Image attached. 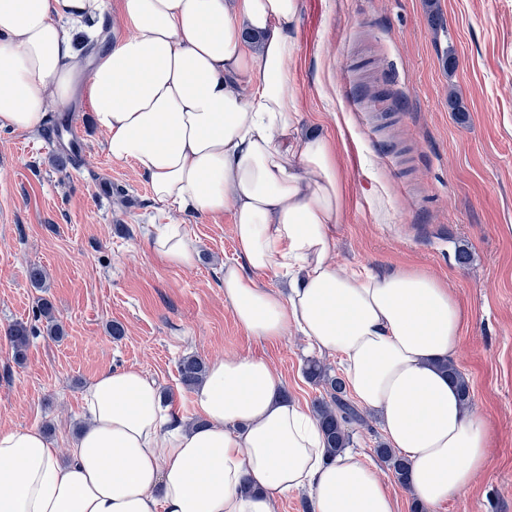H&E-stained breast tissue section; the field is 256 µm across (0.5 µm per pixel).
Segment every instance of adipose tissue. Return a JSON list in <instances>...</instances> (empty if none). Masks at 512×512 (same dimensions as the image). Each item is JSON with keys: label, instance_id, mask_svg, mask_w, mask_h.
<instances>
[{"label": "adipose tissue", "instance_id": "obj_1", "mask_svg": "<svg viewBox=\"0 0 512 512\" xmlns=\"http://www.w3.org/2000/svg\"><path fill=\"white\" fill-rule=\"evenodd\" d=\"M120 4L86 56L76 27L101 32L106 0H0V128L37 132L50 106L86 94L109 155L133 163L158 209L231 211L244 264L225 266L224 296L246 332L276 340L294 328L339 356L418 501L463 494L490 426L438 364L454 358L467 314L423 271L337 264L343 176L331 141L302 134L292 92L301 0ZM149 245L172 266L197 262L180 225H156ZM268 271L287 292L260 286ZM191 403L190 426L154 380L110 370L85 396L67 461L39 429L1 430L0 512H274L292 490L308 491L312 512H395L372 460L326 459L317 421L264 359L211 363Z\"/></svg>", "mask_w": 512, "mask_h": 512}]
</instances>
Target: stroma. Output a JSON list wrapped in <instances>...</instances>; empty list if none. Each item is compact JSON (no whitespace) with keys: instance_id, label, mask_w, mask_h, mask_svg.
I'll return each mask as SVG.
<instances>
[{"instance_id":"stroma-1","label":"stroma","mask_w":512,"mask_h":512,"mask_svg":"<svg viewBox=\"0 0 512 512\" xmlns=\"http://www.w3.org/2000/svg\"><path fill=\"white\" fill-rule=\"evenodd\" d=\"M297 39L303 130L333 142L346 183L337 262L419 269L469 313L454 362L490 425L487 461L462 495L421 510L512 512V0H302ZM105 140L85 97L50 107L40 132L0 129V429L38 428L67 455L88 387L125 368L194 419L177 373L188 355L263 358L288 399L312 406L323 389L306 360L337 375L340 361L296 331L268 342L237 323L222 283L240 261L231 214H159L147 180ZM168 220L199 247L193 269L151 252L153 225ZM33 264L44 287L29 281ZM41 297L61 338L36 316ZM20 321L36 331L21 360L7 338Z\"/></svg>"}]
</instances>
